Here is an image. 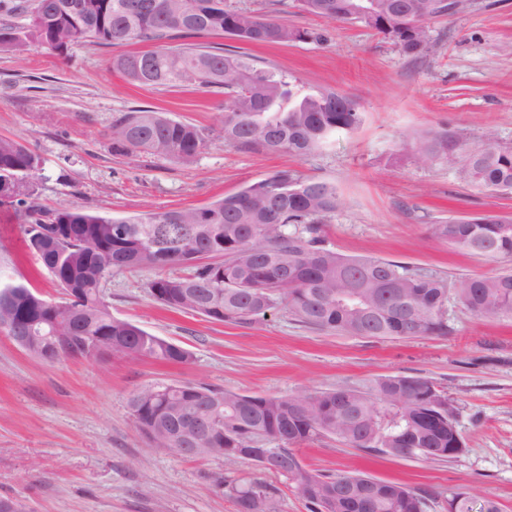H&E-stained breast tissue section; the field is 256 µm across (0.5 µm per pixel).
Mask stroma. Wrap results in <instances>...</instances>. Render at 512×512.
I'll use <instances>...</instances> for the list:
<instances>
[{
    "label": "stroma",
    "instance_id": "obj_1",
    "mask_svg": "<svg viewBox=\"0 0 512 512\" xmlns=\"http://www.w3.org/2000/svg\"><path fill=\"white\" fill-rule=\"evenodd\" d=\"M224 2L286 20L312 37L255 46L206 35L203 43L236 46L304 90L352 98L363 114L360 127L301 158L229 148L211 136L224 115L223 95L194 85L134 86L113 70V57L153 50V43L78 42L64 55L47 48L0 52V136L41 157L32 182L39 202L128 216L201 207L285 169L323 179L341 200L321 226L324 246L446 279L448 332L380 339L318 331L281 306L246 326L217 322L158 303L147 288L157 271L114 273L104 287L113 317L185 347L190 361L48 363L0 333V497L20 499L30 512H235L211 485L221 474L266 479L279 489L282 512H309L293 483L251 461L187 458L154 447L129 414V395L168 383L260 395L366 391L383 377L421 376L451 404L462 455L405 459L322 436L300 444L304 467L360 471L427 491L428 512H448V494L459 488L512 512V320L475 316L456 293L470 278L512 270V259L458 250L432 232L455 218L512 217V195L467 185L455 167L422 161L410 147L436 131L469 145L491 132L512 147V0H466L431 21L430 49L419 56L365 25L303 13L295 0ZM136 106L162 109L207 133L195 161L113 155L112 118ZM0 283H23L48 298L61 293L27 249L23 217L10 204L0 205Z\"/></svg>",
    "mask_w": 512,
    "mask_h": 512
}]
</instances>
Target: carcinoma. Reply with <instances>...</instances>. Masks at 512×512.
<instances>
[{"label":"carcinoma","mask_w":512,"mask_h":512,"mask_svg":"<svg viewBox=\"0 0 512 512\" xmlns=\"http://www.w3.org/2000/svg\"><path fill=\"white\" fill-rule=\"evenodd\" d=\"M303 11L328 21L351 18L354 0H299ZM448 14L445 0H373L361 23L402 51L428 50L427 24ZM23 16L25 25L14 19ZM220 35L246 44L279 45L311 37L281 19L229 9L224 0H0V51L23 55L33 43L66 53L78 40L123 45L147 40L155 51L124 55L112 63L140 86L194 84L224 94L217 138L227 147L304 157L362 122L357 104L322 89L303 92L247 55L192 42ZM117 155L146 153L190 163L205 136L188 123L150 107L119 113L108 132ZM414 150L424 161L443 160L471 186L512 193V148L489 135L469 147L446 133L422 137ZM40 157L11 138L0 137V204L23 208L30 250L63 291L49 299L24 284L0 285V324L19 313L50 324L70 319L63 335L69 357H144L182 364L190 353L112 317L102 283L127 269L162 271L184 266L181 276H159L150 294L167 308L219 322L249 324L277 304L301 323L374 338L422 337L448 330L444 307L448 281L412 272L388 260L349 258L323 247L319 220L340 200L331 183L282 170L198 208L148 210L129 217L92 212L73 204L49 210L34 196L31 178ZM124 226L116 236L113 226ZM452 245L490 258H512V218L483 215L433 225ZM474 314L512 318V273L471 278L458 289ZM224 406L220 432L184 434L187 447L255 448L272 443L262 470L296 485L310 512H427L420 491L368 475L321 474L296 460L293 443L338 437L350 448L401 458L450 459L455 440L453 410L433 381L420 376L377 380L373 392L352 387L286 396L256 395L193 384L150 385L127 401L139 430L158 448L180 447L169 427L193 413L210 415ZM211 486L236 512H282L278 489L261 480L222 476ZM448 512H474L461 490L448 493Z\"/></svg>","instance_id":"cac0c4a2"}]
</instances>
